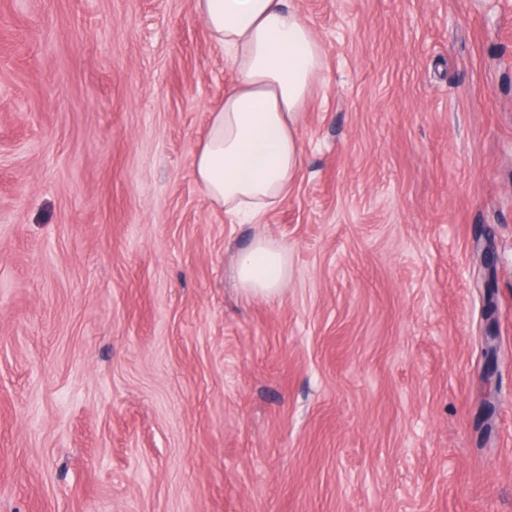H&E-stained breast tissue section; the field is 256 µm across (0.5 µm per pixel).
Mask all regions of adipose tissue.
Here are the masks:
<instances>
[{
	"mask_svg": "<svg viewBox=\"0 0 512 512\" xmlns=\"http://www.w3.org/2000/svg\"><path fill=\"white\" fill-rule=\"evenodd\" d=\"M198 9L233 82L195 149L196 179L213 205L257 224L285 199L302 165L300 127L323 49L285 0H198ZM235 276L244 295L277 299L288 251L257 236L237 254Z\"/></svg>",
	"mask_w": 512,
	"mask_h": 512,
	"instance_id": "1",
	"label": "adipose tissue"
}]
</instances>
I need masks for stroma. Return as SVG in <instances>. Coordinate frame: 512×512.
I'll return each instance as SVG.
<instances>
[{"mask_svg": "<svg viewBox=\"0 0 512 512\" xmlns=\"http://www.w3.org/2000/svg\"><path fill=\"white\" fill-rule=\"evenodd\" d=\"M289 2L304 164L242 224L196 0H0V512H512V0ZM235 276L246 296L275 300L288 280V251L282 245L257 236L235 260Z\"/></svg>", "mask_w": 512, "mask_h": 512, "instance_id": "1", "label": "stroma"}]
</instances>
